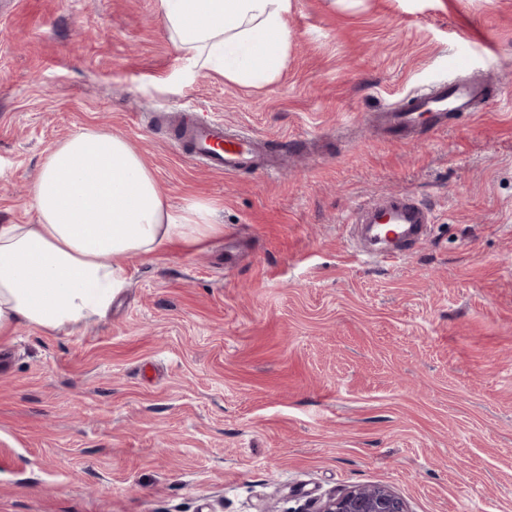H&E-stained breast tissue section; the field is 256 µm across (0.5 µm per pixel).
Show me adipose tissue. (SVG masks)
Returning <instances> with one entry per match:
<instances>
[{
  "label": "adipose tissue",
  "instance_id": "1",
  "mask_svg": "<svg viewBox=\"0 0 512 512\" xmlns=\"http://www.w3.org/2000/svg\"><path fill=\"white\" fill-rule=\"evenodd\" d=\"M292 0H159L171 39L194 68L266 85L282 66ZM36 221L0 225V335L58 331L106 313L127 261L195 241L210 210L174 217L144 158L122 137L84 129L56 143L30 191Z\"/></svg>",
  "mask_w": 512,
  "mask_h": 512
}]
</instances>
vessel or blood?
<instances>
[{"label":"vessel or blood","mask_w":512,"mask_h":512,"mask_svg":"<svg viewBox=\"0 0 512 512\" xmlns=\"http://www.w3.org/2000/svg\"><path fill=\"white\" fill-rule=\"evenodd\" d=\"M486 97L484 81L444 80L413 92L405 103L384 107L378 120L386 134L409 137L416 133L422 117H429L433 128L442 129L449 120L472 111ZM172 138L194 159L227 175L258 168L265 153V144L256 135L226 129L222 122L194 112L178 117ZM351 221L370 222L375 233L397 240L399 249L385 250L377 256L378 261L394 264L426 237L433 218L413 196L402 195L358 204Z\"/></svg>","instance_id":"obj_1"}]
</instances>
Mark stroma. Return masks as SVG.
Instances as JSON below:
<instances>
[{"label": "stroma", "mask_w": 512, "mask_h": 512, "mask_svg": "<svg viewBox=\"0 0 512 512\" xmlns=\"http://www.w3.org/2000/svg\"><path fill=\"white\" fill-rule=\"evenodd\" d=\"M288 27L250 87L192 68L158 0H0V224L34 223L47 151L94 128L221 227L129 259L105 316L0 339V512H310L355 485L512 512V0H292ZM473 72L479 110L379 134ZM187 107L263 137L277 176L184 155L154 117ZM406 193L435 221L386 266L348 218Z\"/></svg>", "instance_id": "35a3bbf8"}]
</instances>
